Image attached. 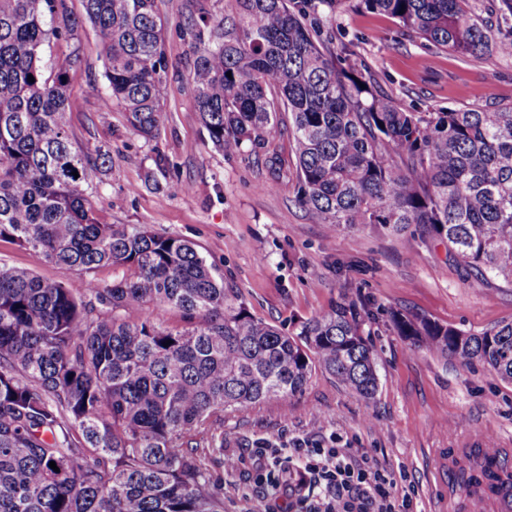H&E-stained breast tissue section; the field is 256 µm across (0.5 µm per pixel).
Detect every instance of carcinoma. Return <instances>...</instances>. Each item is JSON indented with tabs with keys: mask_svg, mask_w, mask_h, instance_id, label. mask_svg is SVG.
Returning <instances> with one entry per match:
<instances>
[{
	"mask_svg": "<svg viewBox=\"0 0 512 512\" xmlns=\"http://www.w3.org/2000/svg\"><path fill=\"white\" fill-rule=\"evenodd\" d=\"M81 2L106 78L88 92L157 138L168 116L156 0ZM344 2L233 0L231 16L191 26L192 103L210 140L232 156L282 127L297 202L330 232L413 224L467 273L512 286V104L401 108L306 26ZM357 2L437 53L512 58V32L496 34L468 0ZM77 26L67 0H0V242L88 275L90 297L0 261V512H224L213 426L302 395L318 370L374 398L370 311L343 299L285 333L255 318L190 241L101 221L89 176L108 154L75 149L64 122L79 50L43 63L51 38ZM102 268L121 275L103 284ZM159 310L183 325H163ZM392 322L419 347L512 381V323L473 334L399 311Z\"/></svg>",
	"mask_w": 512,
	"mask_h": 512,
	"instance_id": "cac0c4a2",
	"label": "carcinoma"
}]
</instances>
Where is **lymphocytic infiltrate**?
<instances>
[{
	"instance_id": "f902f5d3",
	"label": "lymphocytic infiltrate",
	"mask_w": 512,
	"mask_h": 512,
	"mask_svg": "<svg viewBox=\"0 0 512 512\" xmlns=\"http://www.w3.org/2000/svg\"><path fill=\"white\" fill-rule=\"evenodd\" d=\"M253 466L271 496L298 476L297 512H396L385 476L347 448H259Z\"/></svg>"
}]
</instances>
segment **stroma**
Returning <instances> with one entry per match:
<instances>
[{
    "instance_id": "obj_1",
    "label": "stroma",
    "mask_w": 512,
    "mask_h": 512,
    "mask_svg": "<svg viewBox=\"0 0 512 512\" xmlns=\"http://www.w3.org/2000/svg\"><path fill=\"white\" fill-rule=\"evenodd\" d=\"M80 24L75 38L51 40L47 66L80 50L71 68L65 122L85 151L108 150L91 175L93 202L109 224H142L191 241L234 289L251 314L283 329L329 310L346 297L365 304V324L380 379L364 401L332 377L315 372L305 392L225 414L224 453L249 457L271 443L291 448H350L387 477L396 501L410 512H432L448 484L446 460L458 448L485 441L512 448V382L489 367L460 364L425 350L391 327L394 310L425 315L470 333L512 322V288L501 281L463 276L448 247L416 227L394 233L378 226L333 234L297 203L296 155L291 140L227 156L218 152L192 109L193 55L185 37L201 12L218 18L232 0H157L166 50L163 103L168 121L145 142L119 107L105 108L86 92L105 85L101 46L82 21L81 0H68ZM317 38L349 45L350 62L406 109L486 108L512 103V59L447 53L428 59L420 42L403 40L397 21L353 7L351 0L323 12ZM137 193H130V185ZM320 278H311V270ZM264 490L250 465L224 478L226 512H263Z\"/></svg>"
}]
</instances>
